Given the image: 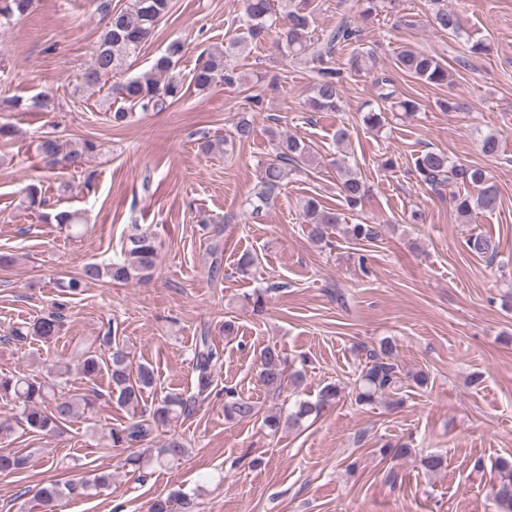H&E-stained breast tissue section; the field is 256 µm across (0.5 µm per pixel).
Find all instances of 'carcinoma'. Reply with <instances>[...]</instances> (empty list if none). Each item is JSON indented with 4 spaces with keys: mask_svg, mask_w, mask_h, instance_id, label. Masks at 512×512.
Listing matches in <instances>:
<instances>
[{
    "mask_svg": "<svg viewBox=\"0 0 512 512\" xmlns=\"http://www.w3.org/2000/svg\"><path fill=\"white\" fill-rule=\"evenodd\" d=\"M434 5L433 20L438 30L455 38L459 46L457 61L464 63L473 55L487 51V43L475 37L464 27L459 15L448 9L445 0H431ZM96 10L105 21L104 29L94 46L91 65L82 73V86L93 89L103 79L128 69V61L137 57L143 46L155 31L160 21L172 8V0H127L121 8H113L112 0H95ZM244 8L240 16L241 26L246 36L236 38L223 46L210 49L205 59L199 63L191 75L190 84L199 92H208L219 84L232 82L236 73L228 68V61L245 53L249 43L259 41L275 25L276 9L272 0H243ZM34 0H0V28L10 25L15 19L28 16L33 10ZM279 10L286 14L288 27L279 30L278 43L284 45L288 54L303 57L313 65L315 73L311 86L309 107L312 112H339L343 107L342 72L333 66L336 48L341 45L354 46L348 64L352 70L372 68L373 54L359 47L361 28L357 23L344 19L335 28L322 32L316 39L307 38L312 21V13L302 7L297 0H279ZM187 45L175 39L165 47L150 69L127 78L117 85L115 94L123 105L112 108L110 122L115 127L124 125L136 112H159L167 105L181 98L184 87L176 65L185 55ZM396 68L425 83L444 85L448 83V66L433 54L419 49H404L398 53ZM380 104L370 108L363 115L364 124L372 129L385 125L387 113L401 112L412 115L420 110V104L412 99L395 100L393 81L388 77L376 80ZM254 126L246 115L238 117L234 137L230 140L217 139L204 142L205 151L226 155L234 153L235 146L252 137ZM272 154L261 167L260 179L246 198L244 207L254 218H259L269 210L288 179L300 171L301 165L312 163L317 151L306 141L291 135L270 130ZM38 154L45 166L54 169L58 166L80 168L88 155L98 150L96 142L83 139L75 141L64 150L53 137H41L37 146ZM414 171L420 182L434 189L445 184L455 188L452 200L462 222L467 223L481 211H492L498 205L499 192L484 170L451 160L448 154L427 148L420 151L413 161ZM340 172V198L342 206L349 210L357 209L369 195L370 189L357 171L343 165ZM304 223L311 226L310 238L322 242L328 231L344 221V214L338 208L325 206L314 196L299 201ZM46 223L52 222L73 232L85 224L83 213L78 210H64L50 215L41 214ZM347 232L356 241L373 242L382 236L379 224H352ZM471 253L494 259L498 244L489 236L476 234L467 242ZM158 248L152 233L144 231L140 225L130 226L126 237L123 256L109 264L88 263L81 276L59 282V287L72 294L82 291L87 283L107 280L112 284H126L130 281H143L151 277L156 269ZM275 286L256 288L244 296L247 306L260 314L264 311L268 292ZM61 317L49 314L41 317L29 328H17L14 337L24 341L30 336L51 339L58 335ZM365 364L354 384L355 403L372 405L376 399L392 392L401 384L400 370L394 362L395 345L386 339L379 349L363 346ZM220 359V353L208 334L199 336L194 348V372L196 374L197 395L201 396L211 388L214 376L213 367ZM75 367L89 380L95 379L101 371L109 376L112 397L119 406L136 409L140 406L144 393L153 388L156 377L154 367L149 363L130 359L123 349L110 352L108 360L88 351L76 353ZM259 380L262 386L279 392L287 383L298 384L301 372L285 375V360L275 344L265 345L260 352ZM340 396L335 385L322 388L314 402L300 400L294 410L286 416L270 414L265 418V426L275 432L281 423L298 426L303 420L317 415L332 406ZM0 398L10 401L18 410L16 422L32 433L51 435L59 433L73 419L82 403L78 397L64 391V388L51 380H36L26 376H1ZM190 400L169 393L160 398L151 411V418L157 424L175 422L189 412ZM260 412L257 402L233 390L225 391L224 417L231 422L248 421ZM151 433V424L143 419L132 421L125 426L112 428V447L126 448L131 453L124 464L136 470L157 464H168L179 460L187 452L184 443L178 439L169 441L160 448H145ZM27 464V458L11 453H0V473H12ZM499 480L492 488L491 495L496 512H512V461L502 459L498 463ZM111 474L100 472L91 478L80 480L54 481L42 486L37 498L51 512L58 503L70 498L83 497L110 485Z\"/></svg>",
    "mask_w": 512,
    "mask_h": 512,
    "instance_id": "carcinoma-1",
    "label": "carcinoma"
}]
</instances>
